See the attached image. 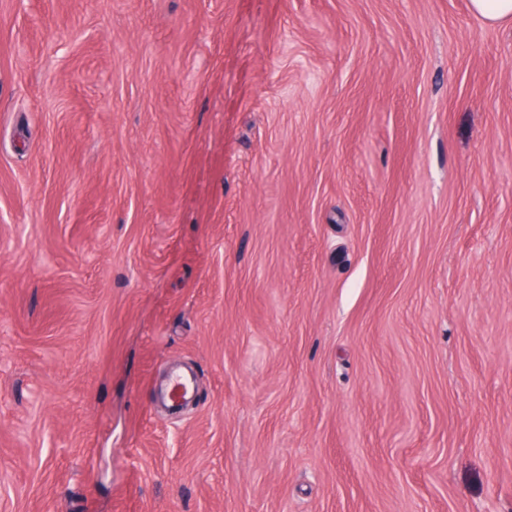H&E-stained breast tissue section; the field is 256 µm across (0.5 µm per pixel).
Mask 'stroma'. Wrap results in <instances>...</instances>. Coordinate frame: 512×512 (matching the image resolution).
<instances>
[{"mask_svg":"<svg viewBox=\"0 0 512 512\" xmlns=\"http://www.w3.org/2000/svg\"><path fill=\"white\" fill-rule=\"evenodd\" d=\"M0 512H512V23L0 0Z\"/></svg>","mask_w":512,"mask_h":512,"instance_id":"35a3bbf8","label":"stroma"}]
</instances>
